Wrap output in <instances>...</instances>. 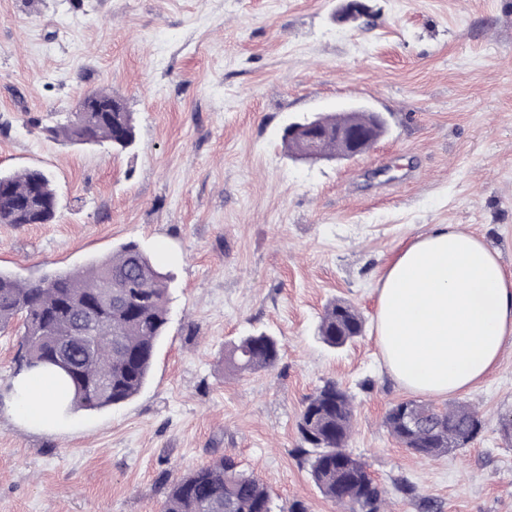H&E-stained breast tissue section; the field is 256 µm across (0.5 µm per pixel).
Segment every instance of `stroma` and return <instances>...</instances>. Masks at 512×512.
Segmentation results:
<instances>
[{
    "mask_svg": "<svg viewBox=\"0 0 512 512\" xmlns=\"http://www.w3.org/2000/svg\"><path fill=\"white\" fill-rule=\"evenodd\" d=\"M0 0V172L53 174L50 224H0V270L77 271L135 241L170 276L169 323L131 401L35 432L15 415L19 333H0V512H160L173 479L217 456L263 482L274 512H337L311 481L296 421L333 380L354 397L349 448L389 512H512V344L465 402L470 447L425 458L383 425L413 399L373 330L334 349L335 299L373 320L389 262L434 224L481 236L512 272V0ZM136 119L126 152L50 134L97 88ZM362 106L387 131L364 154L288 157L291 121ZM261 330L277 366L237 374L224 349ZM414 494L400 491L402 482Z\"/></svg>",
    "mask_w": 512,
    "mask_h": 512,
    "instance_id": "1",
    "label": "stroma"
}]
</instances>
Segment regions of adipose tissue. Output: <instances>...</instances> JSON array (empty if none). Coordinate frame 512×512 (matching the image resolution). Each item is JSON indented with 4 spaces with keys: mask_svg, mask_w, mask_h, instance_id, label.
Returning a JSON list of instances; mask_svg holds the SVG:
<instances>
[{
    "mask_svg": "<svg viewBox=\"0 0 512 512\" xmlns=\"http://www.w3.org/2000/svg\"><path fill=\"white\" fill-rule=\"evenodd\" d=\"M375 333L388 374L431 396L481 382L512 341V273L478 235L438 224L388 265L378 288ZM18 418L29 428L56 421L53 375L15 381Z\"/></svg>",
    "mask_w": 512,
    "mask_h": 512,
    "instance_id": "adipose-tissue-1",
    "label": "adipose tissue"
}]
</instances>
